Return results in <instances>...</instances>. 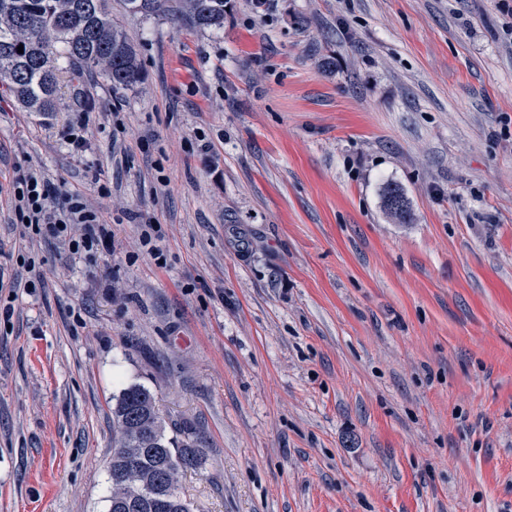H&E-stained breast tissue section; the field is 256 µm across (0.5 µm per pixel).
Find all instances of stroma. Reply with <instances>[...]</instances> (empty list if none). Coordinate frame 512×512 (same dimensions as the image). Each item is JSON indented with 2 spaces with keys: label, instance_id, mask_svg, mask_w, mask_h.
<instances>
[{
  "label": "stroma",
  "instance_id": "stroma-1",
  "mask_svg": "<svg viewBox=\"0 0 512 512\" xmlns=\"http://www.w3.org/2000/svg\"><path fill=\"white\" fill-rule=\"evenodd\" d=\"M107 7L143 82L0 94V512H107L134 384L191 512H512V0ZM27 171L112 247L20 237ZM130 13L144 17L171 12L186 26L198 30L224 27V3L226 0H125ZM176 5H169L170 3Z\"/></svg>",
  "mask_w": 512,
  "mask_h": 512
}]
</instances>
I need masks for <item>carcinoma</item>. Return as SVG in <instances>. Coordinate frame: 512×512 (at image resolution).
Segmentation results:
<instances>
[{
  "label": "carcinoma",
  "instance_id": "carcinoma-1",
  "mask_svg": "<svg viewBox=\"0 0 512 512\" xmlns=\"http://www.w3.org/2000/svg\"><path fill=\"white\" fill-rule=\"evenodd\" d=\"M226 0H126L144 17L170 12L198 30L224 28ZM23 52H18V46ZM70 68L99 71L114 87L144 79L137 51L106 8V0H0V85L27 111H55L60 60ZM112 414L108 512H190L181 496L182 474L199 465L200 437L190 427L183 438L166 435L154 395L132 385L119 395Z\"/></svg>",
  "mask_w": 512,
  "mask_h": 512
}]
</instances>
